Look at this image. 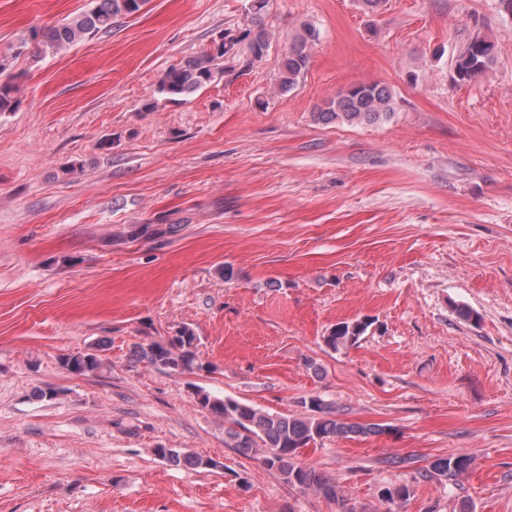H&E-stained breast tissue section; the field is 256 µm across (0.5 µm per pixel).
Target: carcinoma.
<instances>
[{
  "mask_svg": "<svg viewBox=\"0 0 512 512\" xmlns=\"http://www.w3.org/2000/svg\"><path fill=\"white\" fill-rule=\"evenodd\" d=\"M148 0H95L88 11L67 19L43 35L46 48L62 50L83 38L109 31L120 17L137 14ZM250 25L241 30L240 37L230 48L208 46L196 56L173 65L160 78L156 93L168 101H177L214 82L224 73L223 62L235 60L247 53L246 64L263 58L270 45L269 32L263 24L261 11L266 0H255ZM317 30L303 23L288 50L283 54L276 89L287 93L294 89L307 71L312 48L318 41ZM497 59V44L485 35L472 37L455 59V81L462 85L489 71ZM20 87L13 80L0 81V113L15 111L20 103ZM395 112L392 91L381 84L368 82L349 91H339L316 111L318 120L330 123L347 121L356 124H376L387 120ZM372 321L368 319L341 322L326 337L333 349L356 345L365 335ZM198 337L188 326L181 327L178 335L166 341H151L135 346L134 358L160 370L192 373L203 368L197 362ZM103 365L96 349L78 351L65 360L68 371L77 375L97 372ZM198 403L217 416L224 418L225 443L244 456L259 455L264 464L277 471L285 483L311 490L333 500L340 499L338 486L310 464L297 458L302 450L321 444L331 438L348 435L379 433L381 428L349 424L332 417V410L318 398L303 401L310 411L306 416L271 414L230 397H219L197 391ZM154 454L172 463H185L196 469L213 470L221 463L208 457L183 455L174 448H156ZM475 458L460 454L440 458L431 464L429 476L445 481L456 480L474 464ZM411 495L406 485L383 486L379 497L387 503L404 501Z\"/></svg>",
  "mask_w": 512,
  "mask_h": 512,
  "instance_id": "obj_1",
  "label": "carcinoma"
}]
</instances>
